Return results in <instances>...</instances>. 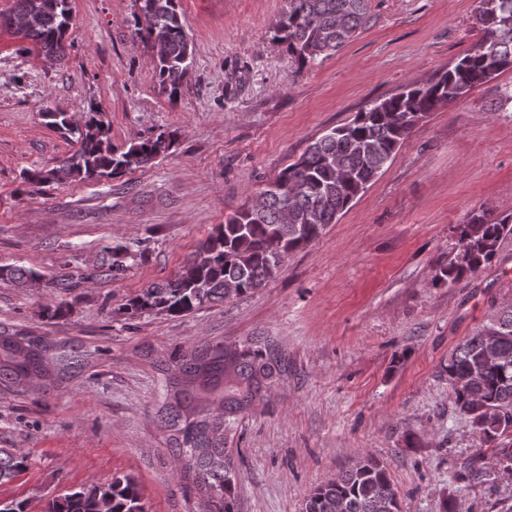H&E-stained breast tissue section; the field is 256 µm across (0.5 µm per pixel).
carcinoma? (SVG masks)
<instances>
[{"label":"carcinoma","mask_w":512,"mask_h":512,"mask_svg":"<svg viewBox=\"0 0 512 512\" xmlns=\"http://www.w3.org/2000/svg\"><path fill=\"white\" fill-rule=\"evenodd\" d=\"M70 0H15L5 18L21 37L34 42L45 57L63 55L70 28ZM140 16L135 35L153 52L161 89L174 99L191 69V48L177 0H136ZM369 0H287L273 33L302 66L344 47L369 22ZM476 20L481 38L448 70L422 85L405 87L355 114L310 143L284 167L251 204L217 225L199 244L177 276L151 283L130 301L133 314L191 313L263 287L281 272L288 254L318 240L328 225L356 200L427 115L466 97L478 86L512 69V0H480ZM48 126L78 148L62 163L27 171L25 182H93L144 167L166 153L173 134L160 132L119 149L112 145L109 123L96 106L81 122L69 113L45 109ZM456 254L433 276L437 286L453 285L491 264L500 242L512 235V215L481 210L456 227ZM102 269L115 278L128 260L144 252L116 243L104 248ZM0 277L19 285L37 279L31 268H0ZM500 334L499 356L482 354L483 337ZM103 355L78 340L56 339L0 325V391L17 395L50 394ZM159 370L163 402L161 427L171 432L182 474L208 498L210 512H240L238 485L226 447L233 421L256 408L288 371V361L270 343L243 341L229 349L221 341H203L168 354ZM455 410L480 438L498 448L497 463L512 470V307L492 317L463 340L443 366ZM25 469L24 456L0 448V485ZM44 512H145L134 477H114L103 484L71 489L53 497ZM302 512H400L399 495L386 466L365 456L351 469L313 488Z\"/></svg>","instance_id":"1"}]
</instances>
